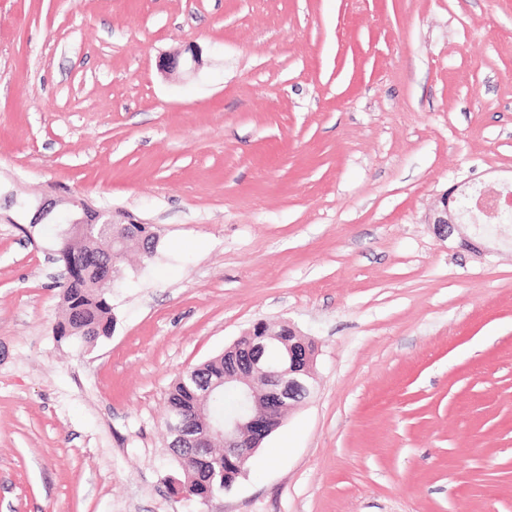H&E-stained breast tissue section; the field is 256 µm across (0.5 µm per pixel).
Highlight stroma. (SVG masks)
<instances>
[{
	"label": "stroma",
	"mask_w": 512,
	"mask_h": 512,
	"mask_svg": "<svg viewBox=\"0 0 512 512\" xmlns=\"http://www.w3.org/2000/svg\"><path fill=\"white\" fill-rule=\"evenodd\" d=\"M467 180L512 183V0H0V512H199L167 394L260 320L316 390L210 512H512V229L428 222ZM74 198L159 236L91 344L31 221Z\"/></svg>",
	"instance_id": "obj_1"
}]
</instances>
